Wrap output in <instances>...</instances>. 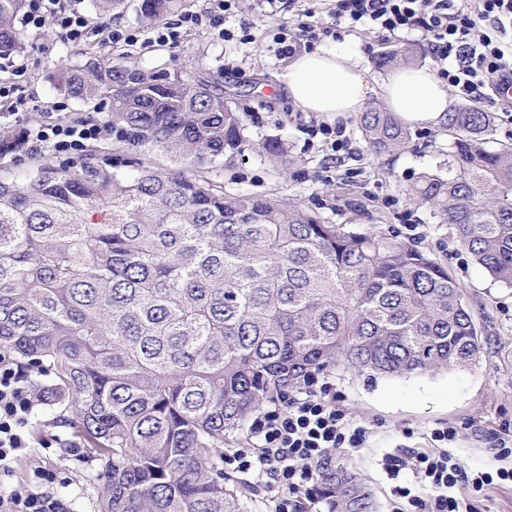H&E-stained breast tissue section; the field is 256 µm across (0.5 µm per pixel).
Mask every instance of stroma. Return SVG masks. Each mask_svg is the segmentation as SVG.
<instances>
[{
    "label": "stroma",
    "mask_w": 512,
    "mask_h": 512,
    "mask_svg": "<svg viewBox=\"0 0 512 512\" xmlns=\"http://www.w3.org/2000/svg\"><path fill=\"white\" fill-rule=\"evenodd\" d=\"M332 6V0H240L237 11L225 16L224 26L233 30L250 24L255 40L246 45L217 39L204 25L182 28L174 48L108 44L93 33L82 42L67 43L52 24L26 28L24 53L0 59V83H17L16 95L24 101L18 108L13 101L0 99V139L17 140L25 129L61 122L103 124L106 108L67 97L56 83L57 70L85 53L107 54L115 63L129 54L146 69H178L223 85L250 141L242 155L204 172L226 194H261L301 204L330 223L418 248L447 269L477 328L482 347L477 367L403 379L372 377L343 367L328 371L343 408L354 419L373 424L376 431L367 447L333 451L329 466L363 477L377 512H406L408 504L394 495V483L382 470L381 460L400 454L405 445L429 450L426 434L435 427L457 428L451 452L467 472L493 473L512 466V459H500L494 450L495 438L512 429V284L485 273L429 205L408 193L421 172L447 161L443 128L411 129L403 151L376 154L355 117L303 112L283 94L279 76L287 59L271 50V28L294 24L308 8L326 13ZM339 44L376 81L386 74L378 65L379 56L409 44L421 48L422 63L434 62L416 31L395 37L360 29L345 33L342 40L328 37L321 42L325 48ZM321 124L345 128V150L332 151L322 137L309 136V127ZM271 136L287 143L286 161L258 152V144ZM37 417L43 425L30 427L31 448L15 460L12 486L29 487L38 472L49 470L71 512H94L99 485L93 463L77 447L68 427L52 423L49 409L39 408ZM407 429L413 430L412 438H404ZM452 493L470 512H512V486L507 484L480 489L460 484Z\"/></svg>",
    "instance_id": "stroma-1"
}]
</instances>
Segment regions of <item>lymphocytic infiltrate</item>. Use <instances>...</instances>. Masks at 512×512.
Wrapping results in <instances>:
<instances>
[{
  "label": "lymphocytic infiltrate",
  "mask_w": 512,
  "mask_h": 512,
  "mask_svg": "<svg viewBox=\"0 0 512 512\" xmlns=\"http://www.w3.org/2000/svg\"><path fill=\"white\" fill-rule=\"evenodd\" d=\"M239 0H213L205 14L183 13L178 19L158 25L155 43L177 46L185 26L208 25L224 40L250 43V26L237 30L224 26L227 12ZM332 16L336 26L319 20L278 26L273 35L274 51L285 56L300 48H314L322 38H340L342 30L365 28L391 34L421 32L438 65V74L458 96L473 98L494 92L503 100L502 111L512 110V0H336ZM52 22L64 39L79 42L90 28L86 17L68 0H28L22 25ZM103 126L59 123L51 129L32 128L22 139L32 150L45 147L63 153L81 150L85 142L102 137ZM39 403L38 396L15 371L8 354H0V512H69L65 500L54 490L53 472L41 473L38 482L24 490L10 483L12 464L30 446L26 433L29 418ZM259 440L253 452L225 455V466L271 480L280 492L273 498L272 512H300L301 503L318 492L322 463L330 450L361 448L372 429L354 420L341 406L336 385L329 379L311 377L304 387L284 395L280 405L259 413L251 423ZM452 426L432 429L431 451L413 452L410 460L387 455L382 463L395 494L405 499L413 512H462L450 488L467 482L481 487L499 481L512 484V467L495 473H468L447 450L457 439ZM411 468L415 486L426 495L415 494V486L399 485L404 468Z\"/></svg>",
  "instance_id": "lymphocytic-infiltrate-1"
}]
</instances>
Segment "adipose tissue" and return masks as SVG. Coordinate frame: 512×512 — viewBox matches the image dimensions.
Wrapping results in <instances>:
<instances>
[{"label": "adipose tissue", "instance_id": "ef3b65f1", "mask_svg": "<svg viewBox=\"0 0 512 512\" xmlns=\"http://www.w3.org/2000/svg\"><path fill=\"white\" fill-rule=\"evenodd\" d=\"M280 81L297 109L329 116L355 115L370 95L377 94L403 124L424 127L443 123L449 106L448 84L435 69L398 66L375 85L342 47L290 58Z\"/></svg>", "mask_w": 512, "mask_h": 512}]
</instances>
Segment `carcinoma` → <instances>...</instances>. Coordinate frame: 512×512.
<instances>
[{
	"mask_svg": "<svg viewBox=\"0 0 512 512\" xmlns=\"http://www.w3.org/2000/svg\"><path fill=\"white\" fill-rule=\"evenodd\" d=\"M27 0H0V58L24 51ZM189 0H141L161 22ZM408 45L382 66L416 64ZM72 98L108 103L128 151L90 149L0 176V350L98 468L97 512H244L224 444L310 374L343 366L402 378L474 366L480 341L457 283L427 254L331 224L297 204L226 195L191 170L247 143L217 82L88 57L60 68ZM370 150L404 148L392 112L357 113ZM447 172L411 187L493 278L512 284V146L495 116L447 112ZM330 512H374L328 468Z\"/></svg>",
	"mask_w": 512,
	"mask_h": 512,
	"instance_id": "1",
	"label": "carcinoma"
}]
</instances>
